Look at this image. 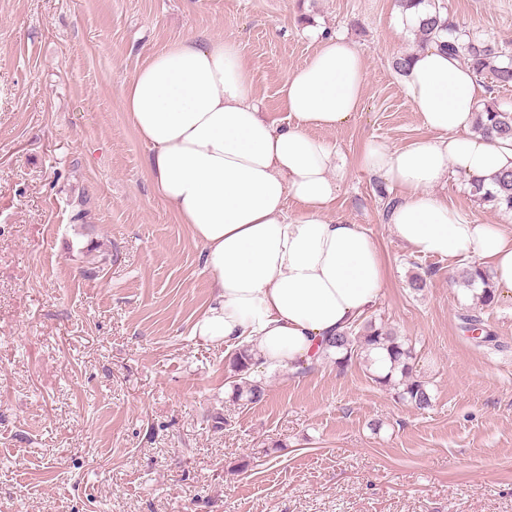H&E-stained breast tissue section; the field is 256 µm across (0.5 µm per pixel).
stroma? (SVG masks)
Segmentation results:
<instances>
[{
	"instance_id": "1",
	"label": "stroma",
	"mask_w": 512,
	"mask_h": 512,
	"mask_svg": "<svg viewBox=\"0 0 512 512\" xmlns=\"http://www.w3.org/2000/svg\"><path fill=\"white\" fill-rule=\"evenodd\" d=\"M444 2L512 47V0ZM399 13L396 0H0V512H512V297L481 311L498 347L477 346L458 320L474 306L462 263L400 242L393 193L356 163L368 141L429 135L392 67L418 49ZM319 30L364 57L360 111L319 136L346 161L336 214L384 261L368 315L414 346L424 411L363 362L331 359L298 376L252 368L264 400L232 402L233 350L191 333L212 294L202 249L155 194L122 105L149 54L207 35L238 46L284 123L281 85ZM437 193L512 230L461 179Z\"/></svg>"
}]
</instances>
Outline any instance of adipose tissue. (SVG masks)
I'll return each instance as SVG.
<instances>
[{"label": "adipose tissue", "mask_w": 512, "mask_h": 512, "mask_svg": "<svg viewBox=\"0 0 512 512\" xmlns=\"http://www.w3.org/2000/svg\"><path fill=\"white\" fill-rule=\"evenodd\" d=\"M317 38L313 56L281 87L283 124L264 118L252 71L221 38L188 37L152 53L123 95L150 149L154 190L188 225L212 276L193 335L250 347L260 368L290 374L320 360L326 340L385 286L376 243L332 211L336 146L314 135L359 111L364 59L344 36ZM402 79L431 137L403 147L368 142L358 165L395 193L388 222L403 244L485 266L498 291L512 295V232L475 222L436 193L453 175L512 170V140L473 133L482 88L457 58L433 46L414 52Z\"/></svg>", "instance_id": "adipose-tissue-1"}]
</instances>
